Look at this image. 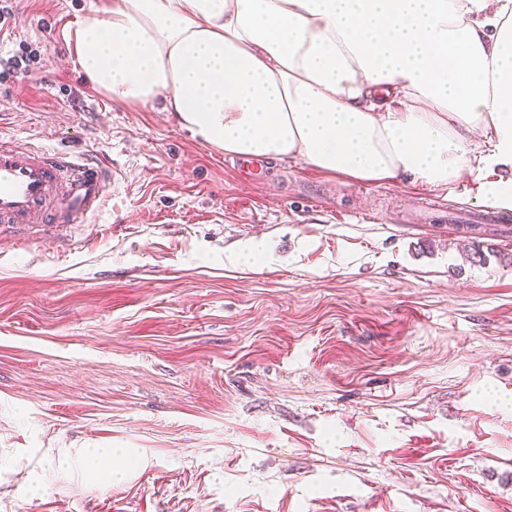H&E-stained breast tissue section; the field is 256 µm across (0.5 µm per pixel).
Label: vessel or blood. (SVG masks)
I'll return each instance as SVG.
<instances>
[{
  "instance_id": "vessel-or-blood-1",
  "label": "vessel or blood",
  "mask_w": 512,
  "mask_h": 512,
  "mask_svg": "<svg viewBox=\"0 0 512 512\" xmlns=\"http://www.w3.org/2000/svg\"><path fill=\"white\" fill-rule=\"evenodd\" d=\"M109 173L98 162L0 140V240L15 226L46 232L99 211Z\"/></svg>"
}]
</instances>
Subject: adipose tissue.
<instances>
[{
    "instance_id": "adipose-tissue-1",
    "label": "adipose tissue",
    "mask_w": 512,
    "mask_h": 512,
    "mask_svg": "<svg viewBox=\"0 0 512 512\" xmlns=\"http://www.w3.org/2000/svg\"><path fill=\"white\" fill-rule=\"evenodd\" d=\"M74 51L233 159L434 186L512 165V0H112Z\"/></svg>"
}]
</instances>
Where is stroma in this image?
<instances>
[{
  "instance_id": "35a3bbf8",
  "label": "stroma",
  "mask_w": 512,
  "mask_h": 512,
  "mask_svg": "<svg viewBox=\"0 0 512 512\" xmlns=\"http://www.w3.org/2000/svg\"><path fill=\"white\" fill-rule=\"evenodd\" d=\"M111 3L0 0V138L116 173L88 223L0 249V512H512V235L474 266L420 210L492 205L506 167L241 176L85 78ZM82 462L86 469L103 472L111 481L127 469L124 456H117L112 448H84Z\"/></svg>"
}]
</instances>
